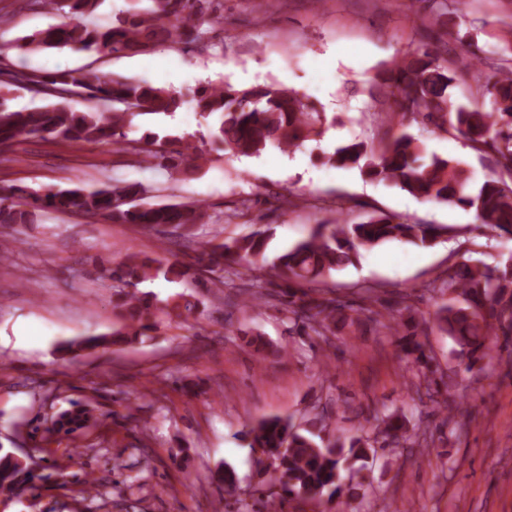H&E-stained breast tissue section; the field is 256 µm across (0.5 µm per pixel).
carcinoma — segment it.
Here are the masks:
<instances>
[{
  "label": "carcinoma",
  "mask_w": 512,
  "mask_h": 512,
  "mask_svg": "<svg viewBox=\"0 0 512 512\" xmlns=\"http://www.w3.org/2000/svg\"><path fill=\"white\" fill-rule=\"evenodd\" d=\"M31 10L46 8L64 15L66 21L21 37L13 45H0V60L10 50L21 52L43 48H70L105 54L145 52L156 45L196 44L202 40L204 25H214L219 16L212 0H149L146 8L127 11L108 26L89 21L102 0H25ZM377 94L392 101L395 113L389 119H407L442 129L451 127L474 149L487 146L496 154L501 172L512 179V66L508 71L493 68L491 78L481 85V96L489 105L454 104L449 88L461 76L448 68L428 43H420L406 59L380 74ZM6 83L44 96L46 104L31 109H11L0 100V150L21 144L29 137L49 136L69 145L116 144L122 150L144 154L157 166L185 171L202 169L205 151L188 137L161 135L148 131L138 139H127L123 129L137 116L168 115L180 108L183 97L171 90L123 78L105 80L93 70L59 72L52 77L14 71ZM95 101L86 111L74 109V97ZM192 101L197 111L210 117L215 133L212 139L237 156L257 157L274 147L292 152L312 136H319L327 124L326 113L318 111L297 92L274 84L235 88L230 84H206L197 88ZM334 167L355 165L370 181H389L422 201L457 205L473 212L481 226L512 234V185L503 179L490 180L478 190L471 189L470 175L462 164L435 153L426 155L424 144L415 135L402 131L369 148L361 142L341 146L324 156ZM149 189L142 183L114 181L88 190L82 180L49 190L44 194L22 185L0 188V227L33 224L44 210L75 212L87 218H103L114 224H134L152 231L167 229L174 239H189L209 223L208 208L198 203H152ZM453 231L449 226L405 224L380 214L361 224H319L306 239L274 257L267 255V239L257 233L242 239L224 241L202 253L200 262L163 263L139 252H129L124 260L107 270L112 281L113 306L118 321L112 332L83 336L59 347L62 356L74 360L85 350L107 351L114 345L130 344L149 333L158 312L171 319L188 320L199 301L177 295L160 308L138 285L159 276L170 281H189L208 269L224 270L229 259L242 267L234 275H248L269 269L288 288L281 304L288 313L289 331L313 334L330 343L343 311L352 305L315 290L296 297L293 288L314 284L331 272L359 261L361 250L385 242L436 244ZM439 287L462 298L457 304L440 307L435 313L437 330L458 346L457 356L472 367L493 357L498 337L512 335V258L503 265H451ZM402 296L403 308H389L387 314L373 310L376 299L362 296L358 310L386 329L400 325L403 312L410 311ZM418 371L416 394L441 405L445 423L456 431L470 425L467 414L455 420V407L439 401V383L420 342L402 344ZM98 425L80 403L51 416L48 435L87 434ZM331 422L316 414L302 425L280 417L263 418L248 427L244 438L249 447L260 451L259 463L268 475L260 485L261 502L275 507L284 496L355 499L364 486L365 471L378 450L402 440H411L428 453L434 440L409 430L399 416L382 418L374 436L348 441L325 440ZM29 457H20L0 444V495L29 492L34 496L48 482ZM210 479L232 489L236 483L233 468L224 464Z\"/></svg>",
  "instance_id": "carcinoma-1"
}]
</instances>
